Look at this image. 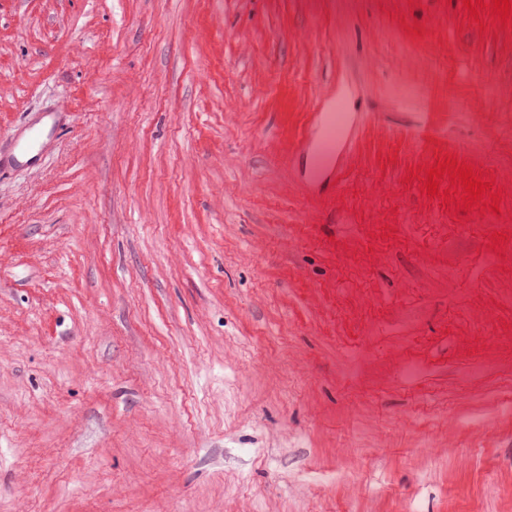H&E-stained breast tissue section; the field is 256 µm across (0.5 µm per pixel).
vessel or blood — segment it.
Instances as JSON below:
<instances>
[{
	"label": "vessel or blood",
	"instance_id": "b4317fda",
	"mask_svg": "<svg viewBox=\"0 0 512 512\" xmlns=\"http://www.w3.org/2000/svg\"><path fill=\"white\" fill-rule=\"evenodd\" d=\"M355 124L356 115L344 95L308 114L299 140L300 150L309 156L310 167L304 176L307 188L320 191L335 187L339 159Z\"/></svg>",
	"mask_w": 512,
	"mask_h": 512
}]
</instances>
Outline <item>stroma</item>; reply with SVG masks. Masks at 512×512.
<instances>
[{
	"instance_id": "35a3bbf8",
	"label": "stroma",
	"mask_w": 512,
	"mask_h": 512,
	"mask_svg": "<svg viewBox=\"0 0 512 512\" xmlns=\"http://www.w3.org/2000/svg\"><path fill=\"white\" fill-rule=\"evenodd\" d=\"M342 88L313 198L298 137ZM50 112L0 170V512H512L490 8L0 0V152ZM443 152L499 211L425 192ZM347 96L337 95L328 105L308 113L299 140V149L308 153L310 168L304 181L309 189L321 192L336 189L339 159L356 124Z\"/></svg>"
}]
</instances>
